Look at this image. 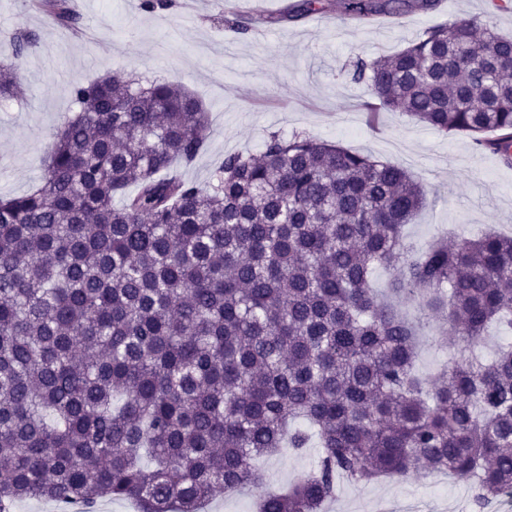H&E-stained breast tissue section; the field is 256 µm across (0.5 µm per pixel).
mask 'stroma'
I'll use <instances>...</instances> for the list:
<instances>
[{
  "label": "stroma",
  "mask_w": 512,
  "mask_h": 512,
  "mask_svg": "<svg viewBox=\"0 0 512 512\" xmlns=\"http://www.w3.org/2000/svg\"><path fill=\"white\" fill-rule=\"evenodd\" d=\"M294 0H267L264 12L227 0H181L145 10L142 0H68L72 27L54 23L40 0H0V61L9 62L17 35L35 34L18 72L21 99H0V196L34 186L56 128L73 112L70 88L115 71L163 78L195 93L208 112L210 132L178 178L206 184L224 157L261 155L270 134L302 133L335 142L405 169L424 188L427 205L407 225L409 240L426 248L440 234L471 237L486 229L512 235V166L477 147L470 135L440 132L402 112L366 111L365 83L344 68L356 59L394 54L429 28L458 17L490 18L512 36V9L492 0H439L386 25L344 16L338 0H323L321 24L310 18L277 22ZM417 371L437 379L461 339L450 325L426 326ZM318 444L261 460L266 488L284 487L315 467ZM419 499L421 512H512V497L484 508L471 483L420 470L403 479L355 483L340 477L325 512H384L388 504Z\"/></svg>",
  "instance_id": "obj_1"
}]
</instances>
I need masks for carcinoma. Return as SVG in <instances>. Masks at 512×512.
I'll return each mask as SVG.
<instances>
[{"label": "carcinoma", "instance_id": "1", "mask_svg": "<svg viewBox=\"0 0 512 512\" xmlns=\"http://www.w3.org/2000/svg\"><path fill=\"white\" fill-rule=\"evenodd\" d=\"M438 0H342L352 17ZM57 24L66 0H42ZM321 9L300 0L286 20ZM36 39L0 64V98ZM370 112H403L474 136L512 165V38L458 19L370 62ZM31 191L0 197V512L34 499L93 512H201L262 481L287 448L315 469L259 512H321L336 478L370 483L423 464L512 494V345L416 372L418 334L442 319L465 348L512 334V236L442 238L404 227L426 194L403 168L303 134L268 136L258 158L224 157L201 186L168 175L204 146L208 114L180 85L130 72L71 87ZM494 132L487 139L483 134ZM138 192L124 196L127 186ZM420 298L411 319L379 300Z\"/></svg>", "mask_w": 512, "mask_h": 512}]
</instances>
